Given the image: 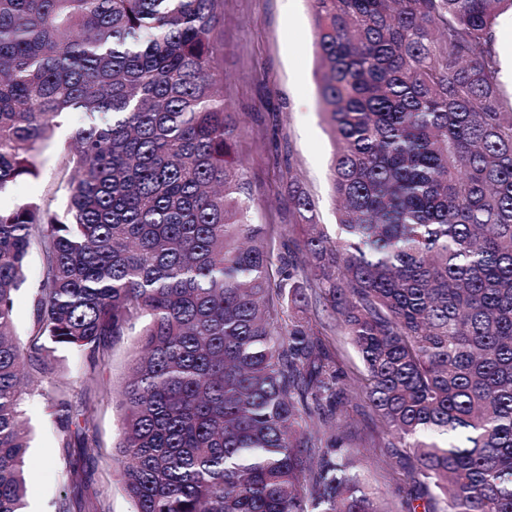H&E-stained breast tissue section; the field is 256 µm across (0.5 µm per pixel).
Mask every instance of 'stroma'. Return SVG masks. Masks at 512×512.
I'll list each match as a JSON object with an SVG mask.
<instances>
[{
	"label": "stroma",
	"instance_id": "obj_1",
	"mask_svg": "<svg viewBox=\"0 0 512 512\" xmlns=\"http://www.w3.org/2000/svg\"><path fill=\"white\" fill-rule=\"evenodd\" d=\"M220 68L224 97L236 112L241 133L234 159L247 176L260 224H289L288 181L297 179L316 203L325 233H336L330 164L334 150L331 129L319 95L320 62L314 45L309 0H223ZM81 116H63L61 125L41 156V174L18 181L6 203L43 200L55 179L56 160ZM306 316L326 331V343L336 366L353 384L361 361L340 331L321 298L309 295ZM136 332L115 339L109 358L98 369L100 379L115 387L126 378L135 351ZM95 427L94 455L81 459L84 490L97 496L101 512H132L115 461L120 415L115 398L87 395ZM30 429L27 464L35 478L28 487L30 512H55V502L70 490V471L60 447L62 433L45 396L24 404ZM350 447L360 449L362 486L385 512H406L407 501L421 495L410 466L382 428L363 397L342 407Z\"/></svg>",
	"mask_w": 512,
	"mask_h": 512
}]
</instances>
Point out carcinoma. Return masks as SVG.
Wrapping results in <instances>:
<instances>
[{"label":"carcinoma","instance_id":"1","mask_svg":"<svg viewBox=\"0 0 512 512\" xmlns=\"http://www.w3.org/2000/svg\"><path fill=\"white\" fill-rule=\"evenodd\" d=\"M221 0H0V195L38 177L56 119L85 122L50 203L0 207V512H25L23 387L59 346L97 366L140 318L119 391L133 512H381L336 426L343 373L310 320L319 294L363 365L362 396L414 458L423 512H512V96L493 32L512 0H310L336 237L288 184L303 265L273 256L230 160ZM29 344L15 296L31 252ZM82 391L112 389L95 372ZM62 448L94 452L73 388ZM57 512H99L81 492Z\"/></svg>","mask_w":512,"mask_h":512}]
</instances>
